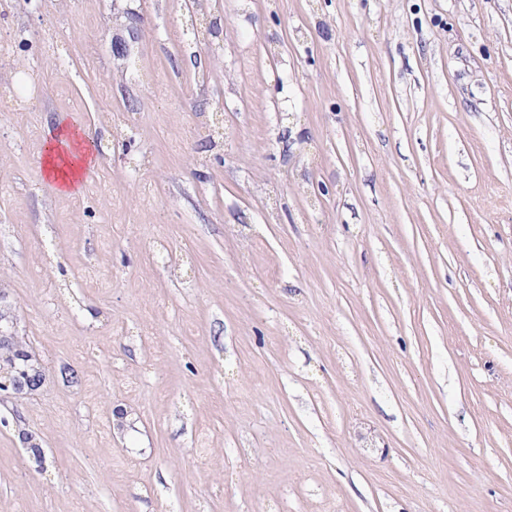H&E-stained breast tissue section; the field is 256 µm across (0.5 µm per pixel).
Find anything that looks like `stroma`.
Returning <instances> with one entry per match:
<instances>
[{
    "mask_svg": "<svg viewBox=\"0 0 512 512\" xmlns=\"http://www.w3.org/2000/svg\"><path fill=\"white\" fill-rule=\"evenodd\" d=\"M210 19L0 0V287L49 370L0 400V512H512V0ZM48 151L45 158V169L48 177L54 174L55 181L61 178L60 187L57 188L58 192L64 195H76L81 192L82 185L77 183V174L82 166H93L96 162L93 152L92 139L86 136L83 128L72 129L70 127H59L55 133H52V140L46 147ZM62 151L65 153L70 152L77 160V163L70 165L72 168L71 177L67 174L58 176L60 171L53 163V154L62 156ZM68 178V179H67Z\"/></svg>",
    "mask_w": 512,
    "mask_h": 512,
    "instance_id": "35a3bbf8",
    "label": "stroma"
}]
</instances>
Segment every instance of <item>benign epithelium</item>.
Masks as SVG:
<instances>
[{"label": "benign epithelium", "mask_w": 512, "mask_h": 512, "mask_svg": "<svg viewBox=\"0 0 512 512\" xmlns=\"http://www.w3.org/2000/svg\"><path fill=\"white\" fill-rule=\"evenodd\" d=\"M8 293L0 289V391L21 398L41 389L47 368L23 347L17 332L18 316L7 303Z\"/></svg>", "instance_id": "1"}]
</instances>
